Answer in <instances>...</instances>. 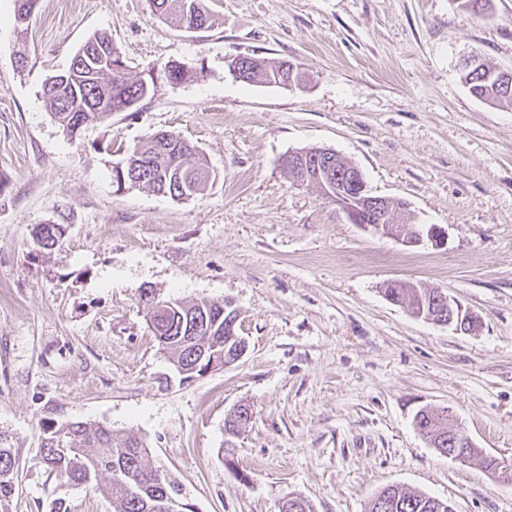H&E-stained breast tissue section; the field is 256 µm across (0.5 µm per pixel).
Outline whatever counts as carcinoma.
Returning a JSON list of instances; mask_svg holds the SVG:
<instances>
[{
  "label": "carcinoma",
  "instance_id": "carcinoma-1",
  "mask_svg": "<svg viewBox=\"0 0 512 512\" xmlns=\"http://www.w3.org/2000/svg\"><path fill=\"white\" fill-rule=\"evenodd\" d=\"M492 0H457L458 8L476 16L491 13ZM159 17L188 28L193 15L202 18L205 27L211 20L202 0H153ZM117 47L105 33L90 37L73 57L64 74L68 80L54 75L43 86V95L57 122L72 136L86 124L104 119L103 113L121 108L129 100H142L154 86L145 89L128 74L112 72L111 57ZM248 82L276 84L284 79L282 63L246 57L243 60ZM167 78L179 83L190 73L186 64H165ZM462 79L470 92L497 105L512 106V71L482 63L476 69L463 71ZM129 155L132 165L115 171L117 181H136L138 186L175 199H188L202 194L210 177L206 158L190 148L187 140L170 133L162 139L152 136L135 145ZM65 232L61 224H42L35 231L39 248L51 251ZM433 288H386L384 295L409 311L427 316L435 308ZM235 309H224V302L208 299L172 300V307L160 315L147 310V321L154 326L153 335L162 350L191 376L201 375L195 368L194 347L189 336L214 353L231 356L239 343L238 327L227 322ZM250 416L225 421V455H234L237 437ZM417 425L440 446L448 443V418L433 413L423 415ZM42 462L55 476L74 485L90 486L112 501V512H164L166 495L179 490V484L162 470L150 465L142 440L129 435L112 436V429L82 422H66L49 428L42 440ZM17 449L0 444V504L9 501L16 489ZM367 512H447L437 498L403 488L385 487L369 501Z\"/></svg>",
  "mask_w": 512,
  "mask_h": 512
}]
</instances>
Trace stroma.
<instances>
[{
    "label": "stroma",
    "mask_w": 512,
    "mask_h": 512,
    "mask_svg": "<svg viewBox=\"0 0 512 512\" xmlns=\"http://www.w3.org/2000/svg\"><path fill=\"white\" fill-rule=\"evenodd\" d=\"M190 32L151 0H39L26 23L0 0V439L18 450L7 512H112L40 462L46 426L133 434L196 512H366L397 485L454 512H512V480L439 454L414 425L448 409L512 468V108L462 82L476 56L512 69V0L492 15L455 0H203ZM153 92L69 135L43 96L94 33ZM244 55L300 66L303 87L248 85ZM171 60L192 77L169 83ZM172 132L208 162L187 200L118 183L114 168ZM329 148L372 194L405 202L447 240L403 245L349 223L285 154ZM61 224L60 246L34 232ZM444 288L480 332L414 318L388 281ZM231 300L248 341L233 365L181 382L146 322L145 289ZM249 405L233 465L224 422ZM64 232L65 227L61 224H42L35 231V243L39 248L51 251Z\"/></svg>",
    "instance_id": "1"
}]
</instances>
